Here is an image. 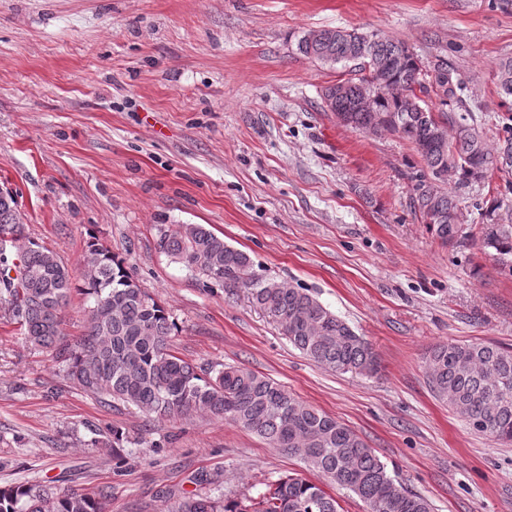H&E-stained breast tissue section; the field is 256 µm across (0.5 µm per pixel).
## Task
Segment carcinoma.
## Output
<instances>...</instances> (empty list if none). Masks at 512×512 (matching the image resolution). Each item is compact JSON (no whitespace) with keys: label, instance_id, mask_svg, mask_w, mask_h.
<instances>
[{"label":"carcinoma","instance_id":"cac0c4a2","mask_svg":"<svg viewBox=\"0 0 512 512\" xmlns=\"http://www.w3.org/2000/svg\"><path fill=\"white\" fill-rule=\"evenodd\" d=\"M297 50L323 64H343L354 76L327 86L326 111L365 133H395L409 141L423 166L414 176L412 204L430 230L448 246L464 232L461 201L448 192V177L469 187L488 172L512 167V127L493 151L491 129L464 115H448L465 90L455 69L443 61L435 74L419 68L404 42L356 29H336V39ZM498 94L512 101V57L497 65ZM498 202L482 213L480 242L494 250L495 265L512 273V224L497 218ZM22 243L0 251V311L18 325L26 342L54 349L67 376L108 406L118 401L157 418L194 415L226 419L321 473L379 512H433L430 501L405 487L375 451L345 424L290 394L273 379L227 365L205 378L175 355L176 324L168 310L133 277L125 261L97 238L87 243L81 263V291L87 298L85 331L71 342L62 312L75 288L72 270L53 251L26 234L13 194L0 191V234ZM158 246L194 275L242 290L311 361L336 374H375L372 344L326 308L306 288L257 274L250 256L224 243L202 224L159 228ZM436 396L464 416L472 428L512 442V349L494 344L442 343L426 358ZM122 432L108 431L94 444L112 447L122 459ZM110 487L92 493L52 484L0 487V512H105ZM166 512H340L336 497L299 476L280 478L244 499L212 491L169 498Z\"/></svg>","mask_w":512,"mask_h":512}]
</instances>
